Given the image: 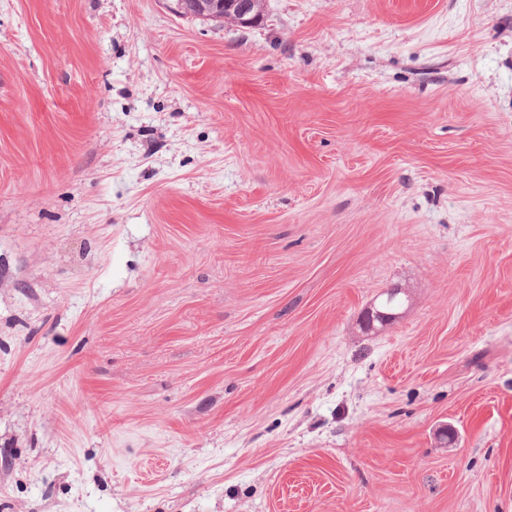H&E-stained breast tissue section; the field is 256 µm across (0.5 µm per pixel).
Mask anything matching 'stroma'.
Here are the masks:
<instances>
[{
  "label": "stroma",
  "instance_id": "stroma-1",
  "mask_svg": "<svg viewBox=\"0 0 512 512\" xmlns=\"http://www.w3.org/2000/svg\"><path fill=\"white\" fill-rule=\"evenodd\" d=\"M0 512H512V0H0ZM176 12L186 10L202 20H230L240 27L252 26L260 16L259 0H175Z\"/></svg>",
  "mask_w": 512,
  "mask_h": 512
}]
</instances>
